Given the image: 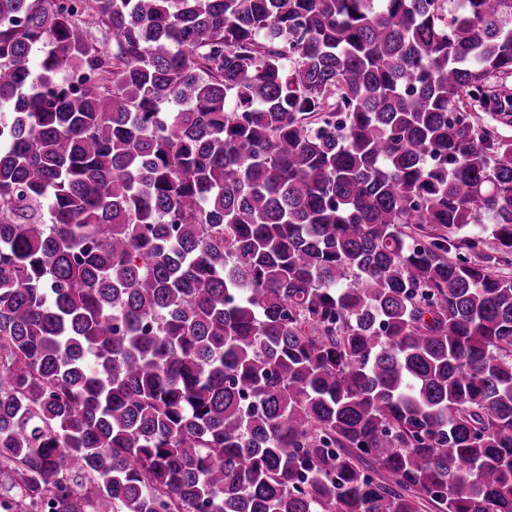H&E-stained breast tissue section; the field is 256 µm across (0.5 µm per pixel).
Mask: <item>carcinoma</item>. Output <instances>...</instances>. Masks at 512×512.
Instances as JSON below:
<instances>
[{
	"label": "carcinoma",
	"mask_w": 512,
	"mask_h": 512,
	"mask_svg": "<svg viewBox=\"0 0 512 512\" xmlns=\"http://www.w3.org/2000/svg\"><path fill=\"white\" fill-rule=\"evenodd\" d=\"M511 78L512 0H0V512H512Z\"/></svg>",
	"instance_id": "cac0c4a2"
}]
</instances>
